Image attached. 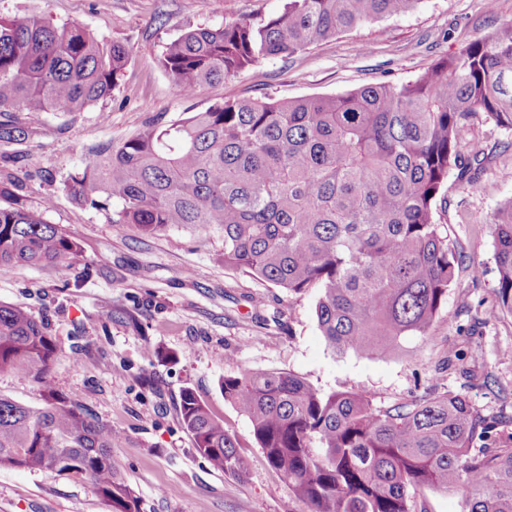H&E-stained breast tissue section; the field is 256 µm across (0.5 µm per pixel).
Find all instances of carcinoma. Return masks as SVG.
Listing matches in <instances>:
<instances>
[{
	"label": "carcinoma",
	"instance_id": "1",
	"mask_svg": "<svg viewBox=\"0 0 512 512\" xmlns=\"http://www.w3.org/2000/svg\"><path fill=\"white\" fill-rule=\"evenodd\" d=\"M418 0H288L269 20L197 27L158 58L185 97L271 57L287 58ZM125 46L75 23L0 18V114L81 112L111 96ZM512 130V23L439 59L415 80L339 96L216 102L144 126L99 152L64 185L83 206L116 204L109 221L145 235L173 227L224 240V266L294 294L320 290L319 330L332 351L393 357L445 312L458 265L434 208L456 170L473 186L480 152L465 131ZM17 120L0 141L22 142ZM17 200L0 205V269L54 266L81 252L74 232ZM498 306L512 314V199L493 214ZM58 352L29 311L0 304V370L39 384L42 405L0 395V468L87 478L116 512L137 500L112 465L120 434L49 378ZM268 464L309 512H415L409 491L465 489L464 512H512V444L464 397L425 394L383 408L366 392L324 393L290 371H245L220 383ZM179 417L195 448L237 476L236 433L192 389Z\"/></svg>",
	"mask_w": 512,
	"mask_h": 512
}]
</instances>
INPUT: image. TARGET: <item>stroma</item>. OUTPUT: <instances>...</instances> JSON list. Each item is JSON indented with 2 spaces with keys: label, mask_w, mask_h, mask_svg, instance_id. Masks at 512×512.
<instances>
[{
  "label": "stroma",
  "mask_w": 512,
  "mask_h": 512,
  "mask_svg": "<svg viewBox=\"0 0 512 512\" xmlns=\"http://www.w3.org/2000/svg\"><path fill=\"white\" fill-rule=\"evenodd\" d=\"M287 0H0V17L77 23L129 50L111 97L84 111L26 120L22 143L0 142V189L43 209L48 223L74 231L81 252L71 267L0 270V303L24 306L59 345L50 378L57 390L112 424L121 438L112 462L133 490L138 512H307L271 469L247 417L226 403L221 380L279 369L323 392H370L388 407L450 391L495 421L512 440V315L500 311L490 220L512 199V131L483 123L462 142L488 167L465 189L448 180L435 218L464 266L448 309L429 336L394 357L340 355L317 324V289L295 295L225 268L218 235L174 228L145 237L113 224L65 192L98 148L116 145L148 122H170L243 97L342 95L414 80L440 58L512 21V0H419L405 14L363 24L291 59H266L183 97L157 63L166 43L197 27L279 15ZM479 265V275L469 266ZM192 388L242 440L243 476L214 470L178 415ZM0 512H115L110 499L76 475L0 469Z\"/></svg>",
  "instance_id": "1"
}]
</instances>
